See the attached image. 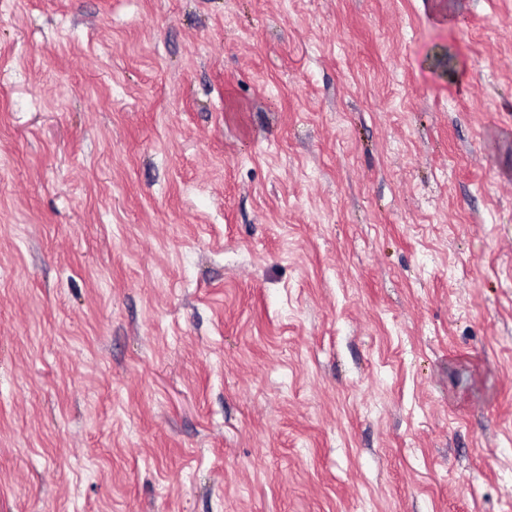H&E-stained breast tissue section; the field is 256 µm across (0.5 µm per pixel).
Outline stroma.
I'll use <instances>...</instances> for the list:
<instances>
[{
	"mask_svg": "<svg viewBox=\"0 0 512 512\" xmlns=\"http://www.w3.org/2000/svg\"><path fill=\"white\" fill-rule=\"evenodd\" d=\"M0 512H512V0H0Z\"/></svg>",
	"mask_w": 512,
	"mask_h": 512,
	"instance_id": "obj_1",
	"label": "stroma"
}]
</instances>
